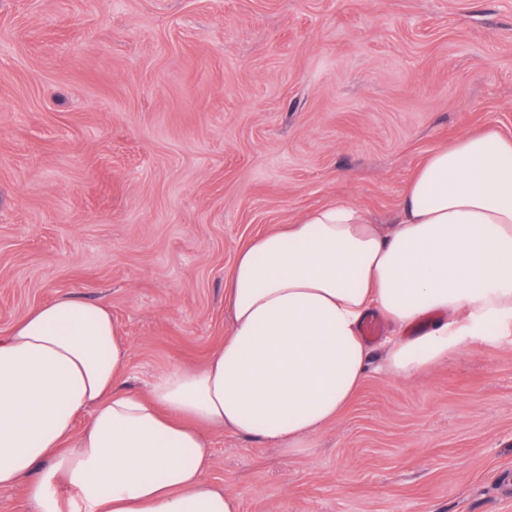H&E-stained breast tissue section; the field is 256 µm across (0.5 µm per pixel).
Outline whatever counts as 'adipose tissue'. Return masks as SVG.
Segmentation results:
<instances>
[{
  "mask_svg": "<svg viewBox=\"0 0 512 512\" xmlns=\"http://www.w3.org/2000/svg\"><path fill=\"white\" fill-rule=\"evenodd\" d=\"M231 326L205 366L127 385L103 302L68 296L0 336V488L30 512H240L206 477L208 431L292 444L364 380L380 315L387 368L416 377L512 324V139L434 150L382 228L347 200L251 241L226 280Z\"/></svg>",
  "mask_w": 512,
  "mask_h": 512,
  "instance_id": "obj_1",
  "label": "adipose tissue"
}]
</instances>
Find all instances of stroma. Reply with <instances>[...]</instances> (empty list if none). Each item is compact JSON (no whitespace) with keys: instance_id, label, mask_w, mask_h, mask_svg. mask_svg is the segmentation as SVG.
<instances>
[{"instance_id":"obj_1","label":"stroma","mask_w":512,"mask_h":512,"mask_svg":"<svg viewBox=\"0 0 512 512\" xmlns=\"http://www.w3.org/2000/svg\"><path fill=\"white\" fill-rule=\"evenodd\" d=\"M512 137V0H0V336L106 302L128 382L203 366L258 235L347 199L394 223L424 158ZM372 353L292 445L210 432L241 512H512V326L406 381Z\"/></svg>"}]
</instances>
